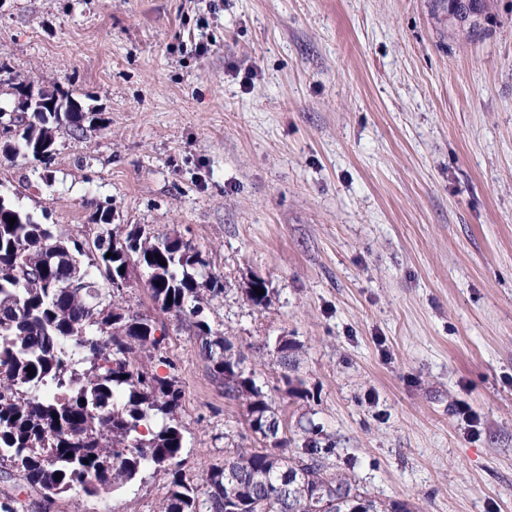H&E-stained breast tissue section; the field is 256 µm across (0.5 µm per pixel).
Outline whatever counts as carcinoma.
Returning a JSON list of instances; mask_svg holds the SVG:
<instances>
[{
  "label": "carcinoma",
  "instance_id": "cac0c4a2",
  "mask_svg": "<svg viewBox=\"0 0 512 512\" xmlns=\"http://www.w3.org/2000/svg\"><path fill=\"white\" fill-rule=\"evenodd\" d=\"M452 2L432 0V8L456 35L462 30ZM475 3L486 25L467 32L470 37L496 22L491 0ZM47 97L57 111L13 118L19 147L37 161L38 146L58 130L82 131L95 120L67 92ZM97 240L102 246L90 258L83 243L16 203L0 211L1 468L20 473L46 505L68 491L97 496L153 469L170 477L160 512H313L312 499L319 494L329 495L328 512H408L404 503L373 499L344 474L328 475L331 449L310 440L292 454L286 436L273 447L224 458L205 471L200 485L187 481L181 472L182 390L147 366L165 332L156 320L112 303V277L119 269L151 274L148 288L156 310L195 329L224 398L245 402L249 422L271 418L278 433L272 400L255 376L245 374L243 358L231 352L224 334L204 319V294L220 293L224 283L199 278L207 266L201 251L177 234L159 239L139 229L122 240L109 231ZM289 349L287 342L276 348V361L296 396ZM0 512H24V505L16 494L0 491Z\"/></svg>",
  "mask_w": 512,
  "mask_h": 512
}]
</instances>
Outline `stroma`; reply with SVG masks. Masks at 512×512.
I'll return each mask as SVG.
<instances>
[{
  "instance_id": "35a3bbf8",
  "label": "stroma",
  "mask_w": 512,
  "mask_h": 512,
  "mask_svg": "<svg viewBox=\"0 0 512 512\" xmlns=\"http://www.w3.org/2000/svg\"><path fill=\"white\" fill-rule=\"evenodd\" d=\"M0 62V107L27 83L97 118L50 166L0 154V192L87 244L107 207L113 234L200 250L224 284L207 321L292 448H333L329 473L411 512H512V0L477 39L430 0H0ZM162 322L151 368L179 382L198 484L262 442L192 329ZM168 491L149 472L46 512H159Z\"/></svg>"
}]
</instances>
